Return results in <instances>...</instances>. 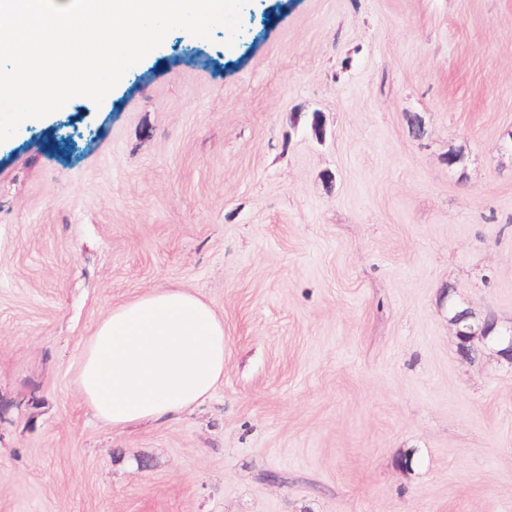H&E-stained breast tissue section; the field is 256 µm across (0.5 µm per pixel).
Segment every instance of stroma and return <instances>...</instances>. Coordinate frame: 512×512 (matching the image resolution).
Returning a JSON list of instances; mask_svg holds the SVG:
<instances>
[{"instance_id": "obj_1", "label": "stroma", "mask_w": 512, "mask_h": 512, "mask_svg": "<svg viewBox=\"0 0 512 512\" xmlns=\"http://www.w3.org/2000/svg\"><path fill=\"white\" fill-rule=\"evenodd\" d=\"M227 38L0 143V512H512V362L448 312L512 326V0H248ZM156 288L223 317L224 381L113 428L79 359Z\"/></svg>"}]
</instances>
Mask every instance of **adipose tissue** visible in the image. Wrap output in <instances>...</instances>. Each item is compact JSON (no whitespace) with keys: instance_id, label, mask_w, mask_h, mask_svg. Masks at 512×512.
<instances>
[{"instance_id":"1","label":"adipose tissue","mask_w":512,"mask_h":512,"mask_svg":"<svg viewBox=\"0 0 512 512\" xmlns=\"http://www.w3.org/2000/svg\"><path fill=\"white\" fill-rule=\"evenodd\" d=\"M224 380V320L196 294L161 288L113 307L83 348L78 390L115 428L164 422Z\"/></svg>"}]
</instances>
